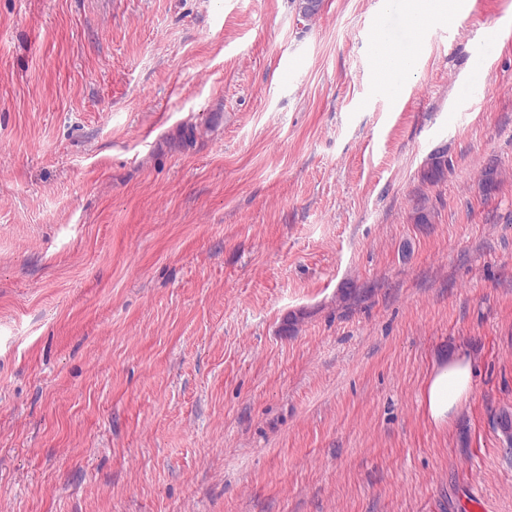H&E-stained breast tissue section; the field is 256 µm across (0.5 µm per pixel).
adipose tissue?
<instances>
[{
	"label": "adipose tissue",
	"mask_w": 512,
	"mask_h": 512,
	"mask_svg": "<svg viewBox=\"0 0 512 512\" xmlns=\"http://www.w3.org/2000/svg\"><path fill=\"white\" fill-rule=\"evenodd\" d=\"M472 387V367L469 360L454 357L435 367L427 389L426 402L434 421L445 420L459 410Z\"/></svg>",
	"instance_id": "obj_1"
}]
</instances>
